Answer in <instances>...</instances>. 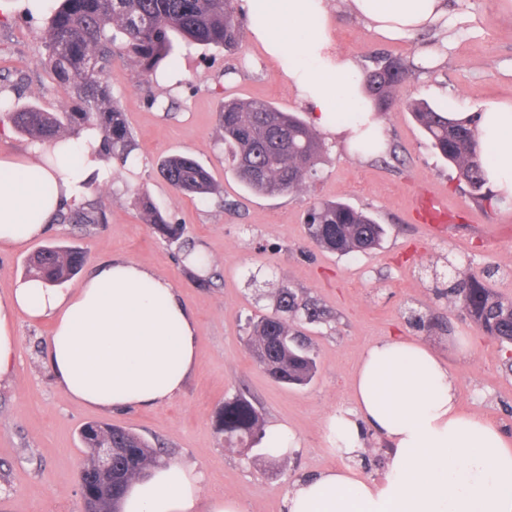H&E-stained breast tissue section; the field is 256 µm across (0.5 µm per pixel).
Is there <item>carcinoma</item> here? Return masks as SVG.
Masks as SVG:
<instances>
[{
  "label": "carcinoma",
  "mask_w": 512,
  "mask_h": 512,
  "mask_svg": "<svg viewBox=\"0 0 512 512\" xmlns=\"http://www.w3.org/2000/svg\"><path fill=\"white\" fill-rule=\"evenodd\" d=\"M236 4L237 0H62L47 19L44 66L56 76L70 106L64 112L35 106H11L5 111L13 126L35 142L77 138L93 130L101 137L100 153L124 166L136 143L125 112L105 81L112 59L126 58L143 75H151L171 55L174 33L193 44L231 51L242 38ZM408 73L404 62L382 58L362 74L365 94L376 111H388ZM412 113L431 146L469 187L471 198L480 205H493L481 170L471 169L472 158L478 156L474 131L462 122L448 121V113L424 101L414 103ZM219 122L232 173L255 194L290 193L316 175L323 161L324 146L315 130L297 114L266 101L226 100ZM159 170L180 193L206 197L217 192L210 172L189 156H168L159 163ZM141 206L154 232L172 242L180 239V225L169 223L145 197ZM104 220L98 199L70 206L58 218L61 224L81 225L87 235ZM306 230L312 244L339 254L373 250L386 233L370 214L338 201L313 204L307 211ZM83 261L84 251L76 247L44 246L29 258L27 274L57 284L75 274ZM451 294L485 335L512 343V299L494 294L469 270L459 273ZM290 315L312 323L325 312L314 300L284 286L274 311L254 324L249 342L252 350L260 351L258 360L270 378L287 387H302L312 381L317 365L302 331L288 324ZM261 419L262 412L239 395L224 402L219 430L228 443L252 448L265 435ZM80 440L88 470L94 465L91 448L102 442L116 448L117 490L111 503L96 505L101 512L118 509L124 483L137 479L159 460L150 441L125 427L91 422L82 428Z\"/></svg>",
  "instance_id": "1"
}]
</instances>
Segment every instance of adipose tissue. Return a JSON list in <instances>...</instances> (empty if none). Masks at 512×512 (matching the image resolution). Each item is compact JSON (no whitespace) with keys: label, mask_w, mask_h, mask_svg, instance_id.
Instances as JSON below:
<instances>
[{"label":"adipose tissue","mask_w":512,"mask_h":512,"mask_svg":"<svg viewBox=\"0 0 512 512\" xmlns=\"http://www.w3.org/2000/svg\"><path fill=\"white\" fill-rule=\"evenodd\" d=\"M387 39L447 29L448 0H344ZM332 0H247L251 32L274 57L316 124L366 160L387 136L364 93L356 60L330 33ZM470 121L485 178L498 200H512V105L459 113ZM95 133L46 141L24 155H0V245L44 235L64 206L82 201L92 180L109 176ZM51 320L45 362L69 399L102 412L155 407L183 390L196 361V321L174 284L128 259L95 266L65 291L33 277L0 298V385L12 383L17 323ZM388 446L381 478L359 477L350 461L365 432ZM326 440L343 466L297 478L283 512H512V443L481 416L460 411L457 381L438 354L416 339L369 345L351 405L326 420ZM120 512H244L233 497L203 495V474L170 461L131 482Z\"/></svg>","instance_id":"obj_1"}]
</instances>
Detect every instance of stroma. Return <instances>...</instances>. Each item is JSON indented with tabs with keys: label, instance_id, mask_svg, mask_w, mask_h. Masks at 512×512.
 I'll list each match as a JSON object with an SVG mask.
<instances>
[{
	"label": "stroma",
	"instance_id": "1",
	"mask_svg": "<svg viewBox=\"0 0 512 512\" xmlns=\"http://www.w3.org/2000/svg\"><path fill=\"white\" fill-rule=\"evenodd\" d=\"M457 17L445 59L424 70L421 51L438 46L433 34L392 42L377 37L346 9L332 15L339 49L361 68L390 56L409 64L396 103L382 113L388 148L364 161L325 140L316 177L299 191L254 195L228 171L219 113L228 98L262 99L286 112L307 116L306 107L283 80L278 64L251 32L233 51L185 47L175 40L174 64L147 77L127 60L106 74L137 148L127 165L113 164L97 183L104 224L84 235L56 224L40 244L0 247V297L26 272L38 245L78 246L86 267L125 257L173 281L197 320L198 362L181 394L153 408L97 413L68 400L44 361L50 321H20L21 361L13 384L0 386V512H80L76 480L84 457L80 428L100 420L155 441L163 460L196 465L204 494L239 499L246 512H282L293 478L339 467L325 440L324 423L348 406L354 373L371 343L404 336L432 346L457 376L462 411L494 422L512 441V345L484 336L448 294V264L471 268L487 288L512 298V205L479 207L459 187L456 170L430 147L408 105L425 100L452 112H478L491 103H512V0H449ZM50 7L27 10L10 0L0 10V99L64 111L67 99L47 71L43 32ZM186 154L212 173L218 195L182 194L158 172L166 156ZM148 193L168 221L181 224V242L157 236L139 204ZM438 196L448 231L431 235L416 212L418 197ZM335 200L370 211L387 230L381 245L345 256L321 251L305 236L312 203ZM205 253L207 275L184 261V248ZM319 302L328 317L303 325L317 373L302 388L275 383L248 346L249 321L269 314L282 286ZM244 394L265 423L283 422L301 446L275 459L263 449L225 443L218 416L225 399Z\"/></svg>",
	"mask_w": 512,
	"mask_h": 512
}]
</instances>
